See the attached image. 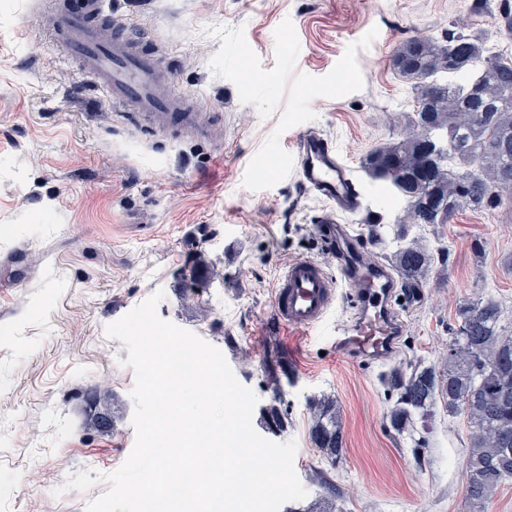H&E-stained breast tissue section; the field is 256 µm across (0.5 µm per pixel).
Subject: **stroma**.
<instances>
[{
	"instance_id": "35a3bbf8",
	"label": "stroma",
	"mask_w": 512,
	"mask_h": 512,
	"mask_svg": "<svg viewBox=\"0 0 512 512\" xmlns=\"http://www.w3.org/2000/svg\"><path fill=\"white\" fill-rule=\"evenodd\" d=\"M504 3L512 0H105V16L157 52L174 87L213 109L215 131L201 140L157 137L114 111L42 27L52 0H0V512H86L106 491L103 482L84 491L64 485L71 473L113 472L134 445L135 375L123 364L125 345L105 329L158 290L159 316L218 348L256 394L252 423L261 434L274 393L266 355L281 360L288 428L278 440L297 442L303 507L319 497L311 475L321 469L341 491L338 512H469L466 418L437 409L427 447L413 451L389 426L393 400L382 377L410 363L437 365L466 303L499 301L502 333L512 336V208L463 209L427 231L435 261L419 297L394 304L405 331L388 361L341 360L331 350L350 313L343 282L321 329L280 328L276 278L291 260H325L314 222L324 204L292 175L265 190L243 186L280 116L260 117L233 82L214 75L209 61L221 41L208 30L243 27L269 70L274 31L291 19L296 72L321 77L378 28L357 52L363 89L315 98L314 120L280 137L289 152L311 127L336 145L363 186V208L347 218L363 235L367 214L390 224L405 207L361 166L368 151L399 140L398 123L413 109L411 84L389 65L393 50L415 36L442 42L478 31L512 56V38L498 26ZM104 344L112 347L108 431L86 414ZM324 396L342 416L335 466L310 436L309 404ZM61 456L64 475L56 471ZM35 467L45 480L34 489L24 474Z\"/></svg>"
}]
</instances>
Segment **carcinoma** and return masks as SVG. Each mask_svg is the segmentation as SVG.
Here are the masks:
<instances>
[{
  "mask_svg": "<svg viewBox=\"0 0 512 512\" xmlns=\"http://www.w3.org/2000/svg\"><path fill=\"white\" fill-rule=\"evenodd\" d=\"M391 69L413 84V112L402 138L369 151L361 167L374 181L389 184L407 210L388 224L369 225L378 244L392 238L389 255L407 297L418 296L432 255L412 234L423 225L448 224L464 207L512 206V59L488 53L486 38L460 33L440 43L418 36L403 41L389 59ZM436 128L447 134L430 143ZM501 305L478 300L460 307L442 366L395 368L385 384L395 402L391 427L412 448L426 447L425 429L437 402L450 416L465 415L474 428L465 460L476 473L465 487L471 512L512 479V336L502 335ZM266 428L278 434L288 419L276 405L265 411ZM312 441L334 460L343 453L340 414L330 399L312 402ZM324 494L320 512H335L334 489L324 472L315 474Z\"/></svg>",
  "mask_w": 512,
  "mask_h": 512,
  "instance_id": "cac0c4a2",
  "label": "carcinoma"
}]
</instances>
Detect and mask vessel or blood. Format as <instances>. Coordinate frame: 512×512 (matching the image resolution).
Returning a JSON list of instances; mask_svg holds the SVG:
<instances>
[{"mask_svg":"<svg viewBox=\"0 0 512 512\" xmlns=\"http://www.w3.org/2000/svg\"><path fill=\"white\" fill-rule=\"evenodd\" d=\"M97 10V0H83L76 8H53L50 33L80 61L86 77L113 109L161 135L169 134L176 123L186 137L207 138L209 108L186 91L160 95V87L171 83V75L152 54L140 49L132 31L105 34L95 20ZM292 157L301 185L324 204L317 222L328 259L288 262L277 278L274 316L287 330L318 329L336 304L338 281H345L354 288L355 300L350 316L336 326L337 353L373 362L387 360L404 332L391 305L399 279L363 249L360 235L343 221L362 207L361 183L335 145L319 133L301 134ZM331 262L338 275L328 272Z\"/></svg>","mask_w":512,"mask_h":512,"instance_id":"1","label":"vessel or blood"}]
</instances>
